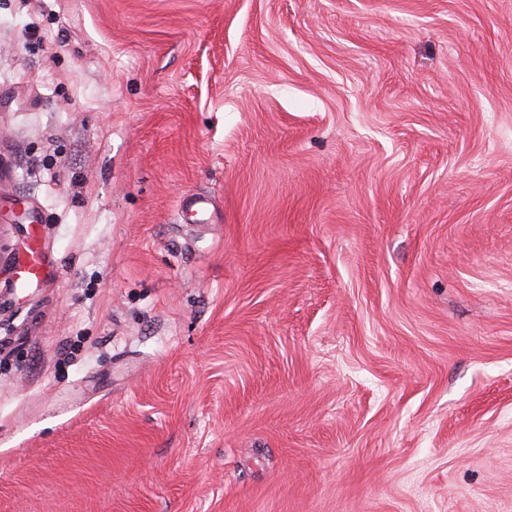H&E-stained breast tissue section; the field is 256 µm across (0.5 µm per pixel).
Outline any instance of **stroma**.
<instances>
[{
	"mask_svg": "<svg viewBox=\"0 0 512 512\" xmlns=\"http://www.w3.org/2000/svg\"><path fill=\"white\" fill-rule=\"evenodd\" d=\"M0 512H512V0H0Z\"/></svg>",
	"mask_w": 512,
	"mask_h": 512,
	"instance_id": "35a3bbf8",
	"label": "stroma"
}]
</instances>
